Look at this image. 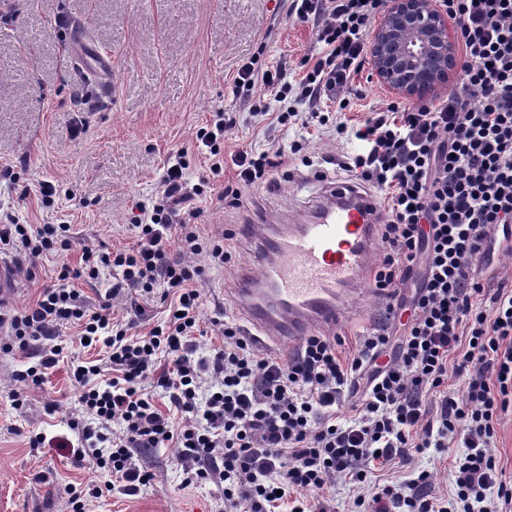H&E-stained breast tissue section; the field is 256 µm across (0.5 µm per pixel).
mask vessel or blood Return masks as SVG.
Listing matches in <instances>:
<instances>
[{"label": "vessel or blood", "mask_w": 512, "mask_h": 512, "mask_svg": "<svg viewBox=\"0 0 512 512\" xmlns=\"http://www.w3.org/2000/svg\"><path fill=\"white\" fill-rule=\"evenodd\" d=\"M88 76L109 68L107 54L90 48L77 59ZM378 204L372 194L338 181L307 224L243 225L257 239L252 262L233 290L234 300L258 337L300 345L305 338L335 331L367 295L371 259L379 247ZM16 262L0 254V306L18 296Z\"/></svg>", "instance_id": "1"}]
</instances>
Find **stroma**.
Wrapping results in <instances>:
<instances>
[{"label":"stroma","instance_id":"obj_1","mask_svg":"<svg viewBox=\"0 0 512 512\" xmlns=\"http://www.w3.org/2000/svg\"><path fill=\"white\" fill-rule=\"evenodd\" d=\"M277 0H0V211L31 224H68L77 241L96 248L130 244L132 199L151 201L168 159L194 145L196 130L221 109L237 113L232 144L277 152L305 139V153L325 163L327 174L345 178L342 164L356 145L332 130L266 129L234 96L239 66L262 54L270 66L297 72L317 50L310 25L275 18ZM77 28L83 41L109 54L102 81L86 83L75 65L77 46L66 34ZM359 96L348 112L357 122L385 109L396 96L369 72L356 79ZM90 109L77 113L78 98ZM292 179L276 178L250 189L241 208L209 201L199 219L204 234L222 237L241 224H288L314 212L323 184L310 168L294 162ZM57 189L53 204L34 196L38 182ZM231 267H207L202 283L205 345L222 342L220 324H242L231 291L250 259L242 236L231 241ZM79 251H61L37 263L18 259L23 287L17 306L34 302L62 263H77ZM386 308L366 297L338 328L343 351ZM27 353L0 351V512H69L59 486L105 482L95 465L73 467L69 445L86 423L67 365L48 370L22 407L11 404L14 375ZM42 435L43 447L30 445ZM154 479L135 495L116 492L90 502L87 512H216L222 488L216 480L184 486L179 451L159 448L140 455ZM51 477L37 481L38 472Z\"/></svg>","mask_w":512,"mask_h":512}]
</instances>
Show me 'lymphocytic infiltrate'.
Wrapping results in <instances>:
<instances>
[{"instance_id":"1","label":"lymphocytic infiltrate","mask_w":512,"mask_h":512,"mask_svg":"<svg viewBox=\"0 0 512 512\" xmlns=\"http://www.w3.org/2000/svg\"><path fill=\"white\" fill-rule=\"evenodd\" d=\"M457 28L464 65L447 96L386 110L336 135L361 143L344 164L353 183L380 195L384 256L372 288L393 298L388 320L363 336L352 356L341 337L311 336L288 359L258 354L241 329L225 323L223 343L202 350L200 285L205 255L230 263L223 239L203 235L200 202L239 208L246 189L270 180L269 154L245 146L227 151L235 128L214 113L196 140L210 174L188 185V152L167 166L151 202L136 201L131 246H75L70 225L27 224L0 215V245L30 263L79 249L36 301L0 312L7 349H30L35 361L15 375L14 406L64 354L49 338L77 325L81 338L102 343V363L72 370L90 419L78 433L77 464L92 461L112 482L67 488L71 512L114 490L129 495L152 475L138 454L180 451L186 483L217 479L221 512H330L324 493L337 480L361 487L353 512H512V476L493 451L497 427L512 412V289H490L492 237L512 229V0H439ZM383 0H283L286 16L311 24L318 51L289 81L254 55L238 69L234 93L254 116L280 126L327 125L330 111L349 109L355 79L367 62L368 28ZM230 183H221L226 167ZM182 257L174 259L172 248ZM117 268L122 280L89 308L72 286ZM417 285L401 298L409 280ZM170 302L163 322L135 333L112 317L125 292ZM439 397L436 412L424 404ZM169 401L160 409L156 395ZM350 416H343L342 407ZM459 452L450 496L433 491V473L414 469L372 482L427 450Z\"/></svg>"}]
</instances>
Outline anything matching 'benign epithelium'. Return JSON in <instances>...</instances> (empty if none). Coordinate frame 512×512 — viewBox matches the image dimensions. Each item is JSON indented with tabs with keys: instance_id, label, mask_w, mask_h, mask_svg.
Listing matches in <instances>:
<instances>
[{
	"instance_id": "benign-epithelium-1",
	"label": "benign epithelium",
	"mask_w": 512,
	"mask_h": 512,
	"mask_svg": "<svg viewBox=\"0 0 512 512\" xmlns=\"http://www.w3.org/2000/svg\"><path fill=\"white\" fill-rule=\"evenodd\" d=\"M366 53L378 82L407 100L437 93L462 66L448 14L434 0H385Z\"/></svg>"
}]
</instances>
